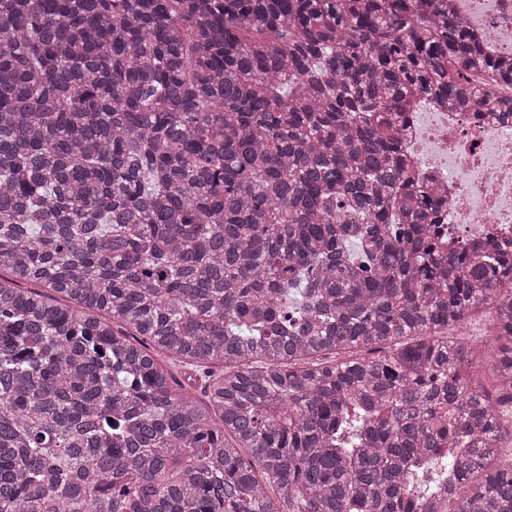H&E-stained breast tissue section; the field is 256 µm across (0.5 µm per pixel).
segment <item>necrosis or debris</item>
I'll return each instance as SVG.
<instances>
[{
  "label": "necrosis or debris",
  "mask_w": 512,
  "mask_h": 512,
  "mask_svg": "<svg viewBox=\"0 0 512 512\" xmlns=\"http://www.w3.org/2000/svg\"><path fill=\"white\" fill-rule=\"evenodd\" d=\"M451 10L487 53L512 59V0H451ZM404 143L421 180L448 189L440 213L443 237L461 244L495 237L512 243V120L418 103Z\"/></svg>",
  "instance_id": "obj_1"
}]
</instances>
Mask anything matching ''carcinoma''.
<instances>
[{
    "mask_svg": "<svg viewBox=\"0 0 512 512\" xmlns=\"http://www.w3.org/2000/svg\"><path fill=\"white\" fill-rule=\"evenodd\" d=\"M508 85L445 0H0V512H512V245L401 144Z\"/></svg>",
    "mask_w": 512,
    "mask_h": 512,
    "instance_id": "obj_1",
    "label": "carcinoma"
}]
</instances>
